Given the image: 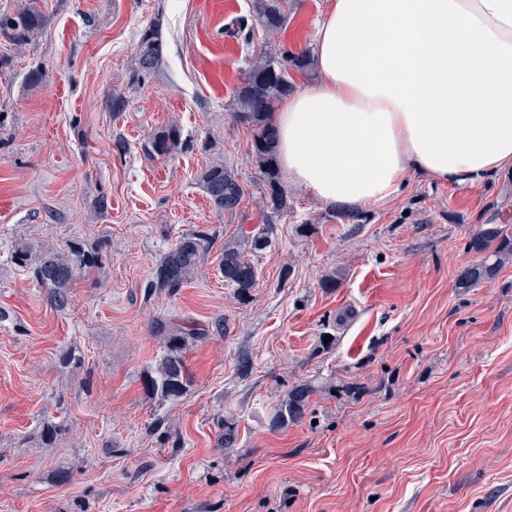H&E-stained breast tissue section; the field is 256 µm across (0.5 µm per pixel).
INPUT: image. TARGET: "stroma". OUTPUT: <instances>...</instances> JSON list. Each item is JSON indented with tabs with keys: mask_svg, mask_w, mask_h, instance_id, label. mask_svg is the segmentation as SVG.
Returning <instances> with one entry per match:
<instances>
[{
	"mask_svg": "<svg viewBox=\"0 0 512 512\" xmlns=\"http://www.w3.org/2000/svg\"><path fill=\"white\" fill-rule=\"evenodd\" d=\"M36 7L41 38L0 41L13 59L0 72V512H512V260L458 285L483 259L472 235L512 229V170L473 186L412 173L375 206L321 202L283 172L272 210L237 91L259 53L312 54L326 0H294L278 33L253 0ZM153 24L162 63L130 84ZM114 91L124 111L107 108ZM172 125L188 149L148 157ZM219 160L243 188L224 212L201 187ZM262 224L273 231L242 296L219 258L225 239ZM195 231L210 237L196 277L151 291L163 256ZM73 238L103 264L59 309L12 252ZM159 319L224 325L186 350L190 384L175 401L144 385L165 352ZM300 383L312 389L303 416L274 425ZM48 419L60 425L49 446ZM221 420L237 430L232 447Z\"/></svg>",
	"mask_w": 512,
	"mask_h": 512,
	"instance_id": "stroma-1",
	"label": "stroma"
}]
</instances>
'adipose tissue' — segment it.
I'll list each match as a JSON object with an SVG mask.
<instances>
[{"label":"adipose tissue","mask_w":512,"mask_h":512,"mask_svg":"<svg viewBox=\"0 0 512 512\" xmlns=\"http://www.w3.org/2000/svg\"><path fill=\"white\" fill-rule=\"evenodd\" d=\"M315 66L272 122L318 199L378 204L411 171L459 184L512 168V0H328Z\"/></svg>","instance_id":"ef3b65f1"}]
</instances>
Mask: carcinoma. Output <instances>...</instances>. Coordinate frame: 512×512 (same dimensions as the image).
I'll return each instance as SVG.
<instances>
[{
    "label": "carcinoma",
    "instance_id": "obj_1",
    "mask_svg": "<svg viewBox=\"0 0 512 512\" xmlns=\"http://www.w3.org/2000/svg\"><path fill=\"white\" fill-rule=\"evenodd\" d=\"M288 2L255 0V12L265 30L277 31L286 24ZM45 25V16L25 4L16 6L12 12H0V38L17 47L37 38ZM161 60V31L158 26L152 25L140 34L131 79L136 81L154 72ZM290 67L303 70L307 68V60L286 50L280 51L277 57L258 58L245 70L237 92V118L254 131L253 150L266 176L267 194L273 201L281 197V190L272 157L268 118L274 104L292 91L288 71ZM184 149L180 130L174 126L155 133L149 146L150 154L157 157H170ZM202 188L219 211L233 209L243 194L235 176L222 163L206 169L202 176ZM264 243L265 233L262 231L224 242L219 270L225 285L241 291L254 287L256 276L247 274L248 270L254 269V264L248 258L246 246L257 250ZM209 246V240L203 234L190 232L183 235L156 268L151 287L173 292L193 280ZM469 249L478 253L488 251L494 261L485 260L470 267L463 280L468 286L492 279L504 262L512 259V231L508 232L497 224H489L470 240ZM13 259L18 266L32 269L36 281L48 291L50 302L59 307L67 303L68 291L80 274L101 266L99 253L78 240L69 241L59 250L39 252H33L28 245L20 244L14 250ZM154 333L163 337L165 354L155 370L147 375L146 389L162 401L178 400L190 383L183 350L189 342L203 338L207 332L172 327L166 322L157 321ZM309 394L310 389L306 385L294 387L277 410L274 423L284 424L301 418Z\"/></svg>",
    "mask_w": 512,
    "mask_h": 512
}]
</instances>
